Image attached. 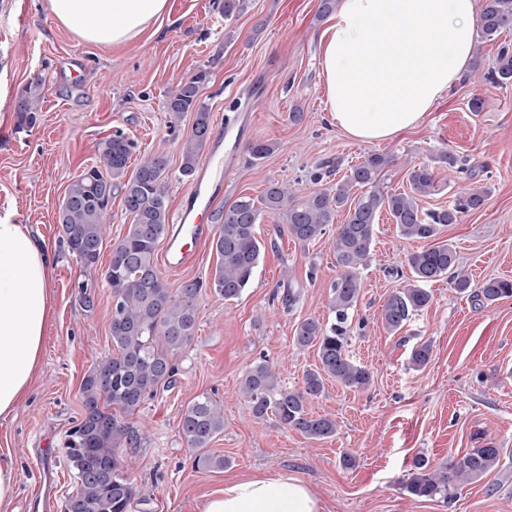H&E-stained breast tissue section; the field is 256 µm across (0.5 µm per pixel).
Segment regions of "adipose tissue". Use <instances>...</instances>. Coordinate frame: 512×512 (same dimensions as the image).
<instances>
[{
    "instance_id": "obj_1",
    "label": "adipose tissue",
    "mask_w": 512,
    "mask_h": 512,
    "mask_svg": "<svg viewBox=\"0 0 512 512\" xmlns=\"http://www.w3.org/2000/svg\"><path fill=\"white\" fill-rule=\"evenodd\" d=\"M81 41L120 47L168 11V0H47ZM478 0H337L319 32L327 122L361 142L399 138L425 120L471 66ZM51 256L29 228L0 216V420L13 415L40 364L53 312ZM202 512H322L302 480L240 477Z\"/></svg>"
}]
</instances>
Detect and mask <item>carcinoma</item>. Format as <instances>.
I'll list each match as a JSON object with an SVG mask.
<instances>
[{"mask_svg":"<svg viewBox=\"0 0 512 512\" xmlns=\"http://www.w3.org/2000/svg\"><path fill=\"white\" fill-rule=\"evenodd\" d=\"M479 29L488 41L511 30L512 0H483ZM208 76V70H199L181 81L165 101L166 111L175 119L185 112L195 113L191 131L181 142L180 172L187 178L195 174L210 137L211 112L199 99ZM487 78L499 86L512 84L511 47L499 48ZM42 90L37 78L20 91L15 101L19 128L37 122ZM131 154L132 144L121 134L101 142L100 165L84 169L70 183L60 208L62 242L85 270L98 265L100 253L92 248L103 246L112 192L122 193L130 218L126 235L112 245L104 273L112 355L84 376L82 419L68 432L62 448L76 479V491L70 496L73 512H129L137 490L122 470L120 449L142 447L145 434L124 417L140 411L158 387L173 382L176 359L195 336L202 289L232 301L249 287L261 257L257 226L266 215L279 216L288 236L303 245L324 236L332 224L336 230L337 275L329 300L333 322L326 326L306 318L294 332L296 346L317 348L319 364L304 373L299 387L287 388L279 384L268 362H257L245 371L240 386L256 420H272L308 439L325 440L336 433L334 419L308 410V404L323 393L325 380L331 378L353 391L366 389L372 380L367 367L350 357L348 346L351 312L361 294L360 270L370 260L381 212L391 216L402 238L426 243L406 256L407 273L401 287L381 306L380 318L387 330H401L413 312L427 307L432 299L428 285L441 279H449L457 291L482 304L512 298V280H490L471 289L470 279L456 270L453 245L438 240L441 228L484 205V192L474 190L456 197L446 208L425 213L418 201L439 191L435 168H413L408 174V192L387 190L381 186V174L392 159L381 153L352 166L336 187L312 192L300 201L278 182L270 183L258 202L250 197L237 199L216 217L212 247L217 261L208 281H189L173 291L155 263L156 249L169 230L167 160L162 155L149 156L130 174ZM357 187L363 193L355 194ZM342 209L346 216L337 225L336 214ZM180 426L197 469L218 470L228 465L224 456L210 448L224 433V409L213 395H196L183 410ZM500 459L501 449L492 442L451 456L435 469L419 456L404 489L417 498L448 499L455 485L480 479Z\"/></svg>","mask_w":512,"mask_h":512,"instance_id":"1","label":"carcinoma"}]
</instances>
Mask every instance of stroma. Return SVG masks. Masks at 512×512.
Here are the masks:
<instances>
[{"label":"stroma","instance_id":"1","mask_svg":"<svg viewBox=\"0 0 512 512\" xmlns=\"http://www.w3.org/2000/svg\"><path fill=\"white\" fill-rule=\"evenodd\" d=\"M222 0H170V13L122 49L80 41L58 25L47 0H0V214L27 225L52 255L54 316L46 328L41 363L29 394L0 421V454L16 476L13 512H63L74 492L61 448L82 416L81 382L112 352L108 288L101 253L92 276L99 303L86 309L74 287L84 274L60 242L57 213L70 182L98 159L99 143L115 132L134 142L129 162L162 154L168 159L169 208L178 213L194 190L182 177L180 135L193 114L173 120L167 96L198 70L209 72L200 99L211 113V139L224 158L222 192L203 218L238 198H258L279 182L307 195L335 185L369 154L390 155L383 173L390 188H408L409 169L437 166L442 153L458 170L442 180L423 209L447 207L467 189L483 190V209L444 227L459 269L474 282L512 279V85L497 86L465 74L417 130L389 142L361 143L323 119L324 85L318 32L320 0H241L225 17ZM43 84L40 116L19 129L14 104L32 78ZM489 99L471 112L473 95ZM301 108L300 122L288 114ZM261 141L273 152L253 160L247 147ZM278 217H264L257 235L264 254L241 298L211 291L198 301V331L177 359L174 383L158 389L129 421L147 436L124 449L126 473L137 488L130 512H202L206 496L236 476L293 475L319 495L324 512H512V298L481 305L448 280L432 283V301L404 328L388 332L379 312L398 287L407 253L419 242L399 236L388 215L376 227L371 260L362 270L354 322L365 328L349 351L368 367L371 385L357 392L327 380L309 409L335 419L334 437L314 441L273 422L256 421L240 382L258 359L273 366L281 385L298 387L314 368L315 348H297L294 331L305 318L328 317L336 265L331 236L301 245L276 233ZM297 300L286 306V291ZM432 348L420 369L410 363L420 342ZM202 392L224 407V433L213 443L229 460L221 470L195 469L180 428L188 402ZM501 461L482 479L466 483L448 501L415 498L404 490L416 457L439 465L486 443ZM356 459L344 468V455Z\"/></svg>","mask_w":512,"mask_h":512}]
</instances>
